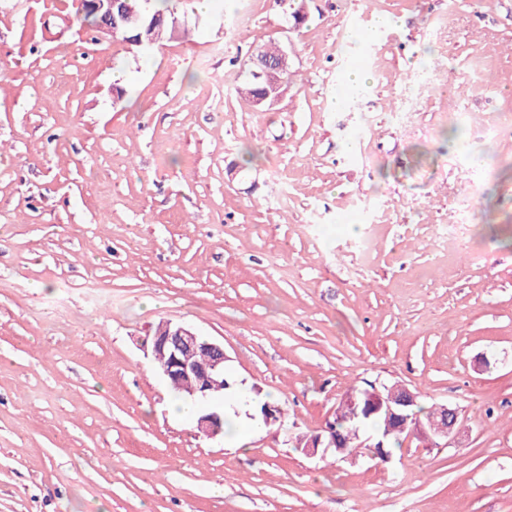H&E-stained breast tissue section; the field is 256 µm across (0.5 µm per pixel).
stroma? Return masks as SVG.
Listing matches in <instances>:
<instances>
[{
    "instance_id": "obj_1",
    "label": "stroma",
    "mask_w": 512,
    "mask_h": 512,
    "mask_svg": "<svg viewBox=\"0 0 512 512\" xmlns=\"http://www.w3.org/2000/svg\"><path fill=\"white\" fill-rule=\"evenodd\" d=\"M306 5L290 32L277 0H209L131 51L69 0H0V512H512V0ZM269 41L297 77L259 107L234 84ZM163 320L283 426L241 453L177 417ZM378 381L457 409L451 444L297 448Z\"/></svg>"
}]
</instances>
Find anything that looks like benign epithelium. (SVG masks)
<instances>
[{
	"label": "benign epithelium",
	"instance_id": "benign-epithelium-1",
	"mask_svg": "<svg viewBox=\"0 0 512 512\" xmlns=\"http://www.w3.org/2000/svg\"><path fill=\"white\" fill-rule=\"evenodd\" d=\"M88 9L101 14L97 26L100 35L112 34V26L119 23L126 24L131 21L123 0H90ZM282 67L273 66L265 58L263 48H255L252 54V68L250 73L264 79L271 85L281 83L280 73ZM208 353L210 357V373L206 378L199 375V356ZM154 358L165 362L163 376L169 380H178L180 385L172 388L178 395L187 396L193 400L204 402L212 394L224 391V364L227 356L224 352V343L209 340L201 336L190 324L183 322L161 321L155 331L152 346ZM367 409L373 413L386 412L398 420L403 418V409L418 404L419 394L409 388L394 384L370 386L364 391ZM458 419V411L447 405L440 406L438 414L425 424L418 422L409 435L427 442H437L445 447L454 436V427ZM221 416L216 411H205L197 419V428L208 437L219 433ZM331 448H338L336 434L330 428L324 432L308 437L302 446L303 453L308 457L325 454Z\"/></svg>",
	"mask_w": 512,
	"mask_h": 512
}]
</instances>
